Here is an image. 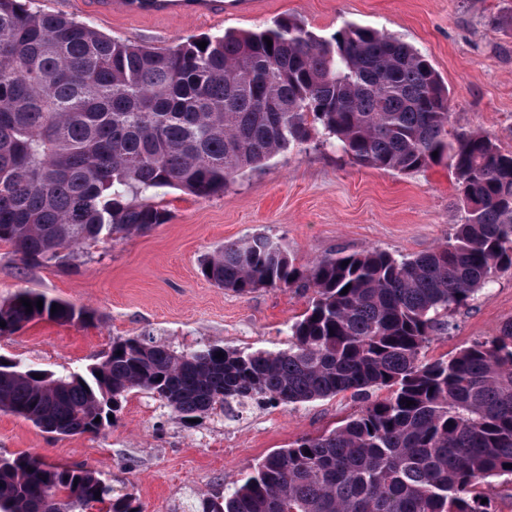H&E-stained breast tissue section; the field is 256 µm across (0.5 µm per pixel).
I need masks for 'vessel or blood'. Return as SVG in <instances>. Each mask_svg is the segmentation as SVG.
Here are the masks:
<instances>
[{
    "mask_svg": "<svg viewBox=\"0 0 512 512\" xmlns=\"http://www.w3.org/2000/svg\"><path fill=\"white\" fill-rule=\"evenodd\" d=\"M254 0H91L93 14L128 18H224L253 11Z\"/></svg>",
    "mask_w": 512,
    "mask_h": 512,
    "instance_id": "b4317fda",
    "label": "vessel or blood"
}]
</instances>
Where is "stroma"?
Listing matches in <instances>:
<instances>
[{"label": "stroma", "mask_w": 512, "mask_h": 512, "mask_svg": "<svg viewBox=\"0 0 512 512\" xmlns=\"http://www.w3.org/2000/svg\"><path fill=\"white\" fill-rule=\"evenodd\" d=\"M22 2L155 48L228 29L265 28L286 15L325 37L352 20L399 36L430 57L448 87L450 132L487 133L512 151V28L496 22L512 0H258L253 14L221 23L100 19L74 0ZM155 201L170 213L168 223L86 244L72 269L22 264L0 243V301L31 289L95 313L82 325L41 321L0 336L1 358L48 371L78 369L100 361L113 339L136 336L179 350L209 344L280 349L308 308V294L287 288L241 296L218 288L200 272L206 254L224 241L261 233L285 243L301 264L372 249L401 257L447 241L462 218L447 163L407 175L362 167L320 131L239 176L222 196L199 199L163 188ZM510 319L512 272H506L455 313L454 330L435 337L425 358H448L497 334ZM360 407L345 393L297 407L256 405L234 422L215 412L188 425L149 395L133 392L98 435L47 433L0 412V457L36 452L52 463L82 464L133 493L137 512H188L200 495L233 489L273 450L334 429Z\"/></svg>", "instance_id": "35a3bbf8"}]
</instances>
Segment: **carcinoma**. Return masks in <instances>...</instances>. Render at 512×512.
<instances>
[{"instance_id":"carcinoma-1","label":"carcinoma","mask_w":512,"mask_h":512,"mask_svg":"<svg viewBox=\"0 0 512 512\" xmlns=\"http://www.w3.org/2000/svg\"><path fill=\"white\" fill-rule=\"evenodd\" d=\"M449 116L426 54L353 21L325 37L288 15L156 49L0 0V242L23 264L69 265L90 241L165 224L168 211L145 202L154 190L220 195L317 126L363 167L409 174L448 161L463 212L448 241L401 258L367 250L299 265L266 235L226 241L200 263L216 286L312 293L288 347L180 351L133 337L80 372L0 363V411L74 436L112 426L133 391L184 423L349 392L362 403L355 417L272 452L192 512H497L476 486L512 483V319L446 360L424 349L512 271V151L483 133L451 134ZM92 316L24 289L0 304V336ZM97 502L135 512L133 494L92 468L0 458V512Z\"/></svg>"}]
</instances>
